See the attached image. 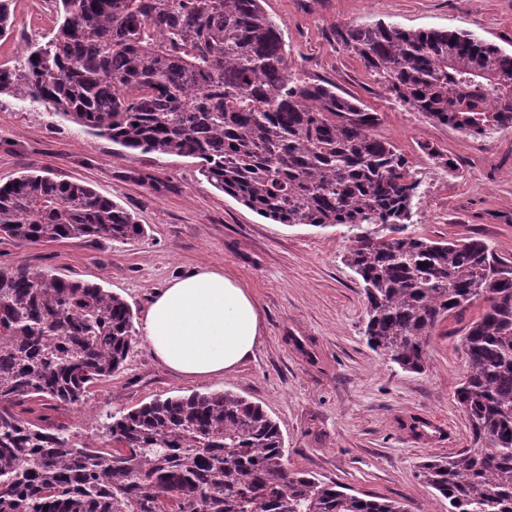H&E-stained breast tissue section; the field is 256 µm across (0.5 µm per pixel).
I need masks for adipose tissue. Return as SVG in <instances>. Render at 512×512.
<instances>
[{
  "instance_id": "obj_1",
  "label": "adipose tissue",
  "mask_w": 512,
  "mask_h": 512,
  "mask_svg": "<svg viewBox=\"0 0 512 512\" xmlns=\"http://www.w3.org/2000/svg\"><path fill=\"white\" fill-rule=\"evenodd\" d=\"M260 336L254 297L218 267L189 270L157 289L143 322L154 357L192 381L234 372Z\"/></svg>"
}]
</instances>
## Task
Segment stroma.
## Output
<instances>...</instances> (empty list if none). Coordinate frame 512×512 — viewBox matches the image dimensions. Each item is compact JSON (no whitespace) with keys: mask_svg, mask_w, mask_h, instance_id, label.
I'll return each instance as SVG.
<instances>
[{"mask_svg":"<svg viewBox=\"0 0 512 512\" xmlns=\"http://www.w3.org/2000/svg\"><path fill=\"white\" fill-rule=\"evenodd\" d=\"M291 69L330 80L377 112L379 137L421 179L410 232L485 241L512 259V128L474 139L390 99L336 39L337 27L385 21L412 30L465 32L512 53V0H264ZM0 38V67H21L27 46L51 35L56 0H12ZM454 161L436 165L435 155ZM49 172L90 186L147 230L127 244L69 239L17 246L0 236V266L25 265L100 285L120 296L142 327L149 298L182 272L217 266L252 292L262 336L237 370L186 381L138 342L112 377L95 381L82 405L50 410L75 442L98 441L106 415L154 398L228 389L258 402L279 425L288 466L351 493L405 503L408 512H448L419 475L422 461L475 441L456 402L465 376L459 337L432 336L424 371L409 373L371 350L362 287L342 261L347 225L288 227L210 186L194 160L122 153L55 115L50 105L0 94V184ZM431 417L442 433L427 442L411 419Z\"/></svg>","mask_w":512,"mask_h":512,"instance_id":"1","label":"stroma"}]
</instances>
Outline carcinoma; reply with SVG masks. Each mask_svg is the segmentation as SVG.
Segmentation results:
<instances>
[{
	"label": "carcinoma",
	"instance_id": "1",
	"mask_svg": "<svg viewBox=\"0 0 512 512\" xmlns=\"http://www.w3.org/2000/svg\"><path fill=\"white\" fill-rule=\"evenodd\" d=\"M61 21L0 68V93L132 152L198 160L214 188L277 224L357 230L344 262L367 301L368 346L420 373L453 319L467 372L457 400L486 448L421 462L448 512H512V260L476 238L407 232L421 180L378 117L289 69L262 0H60ZM337 39L400 105L467 137L512 128V54L466 33L378 21ZM0 233L20 245L125 243L145 227L81 183L0 186ZM479 313L465 320V313ZM137 342L130 306L97 284L0 268V512H405L287 466L277 423L233 391L155 398L75 444L31 407L83 403Z\"/></svg>",
	"mask_w": 512,
	"mask_h": 512
}]
</instances>
